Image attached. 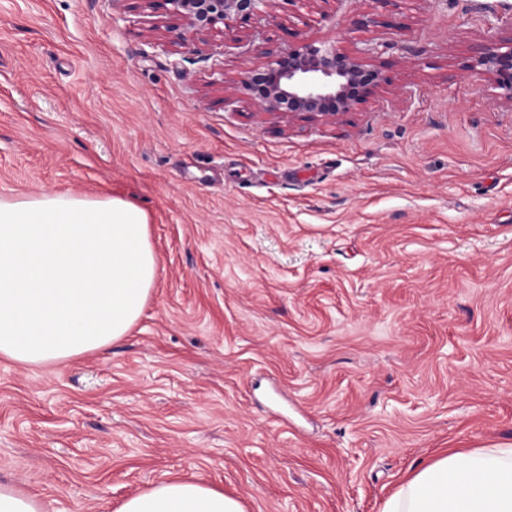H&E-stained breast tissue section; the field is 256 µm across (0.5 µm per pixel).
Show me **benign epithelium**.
<instances>
[{
	"instance_id": "7a95c632",
	"label": "benign epithelium",
	"mask_w": 512,
	"mask_h": 512,
	"mask_svg": "<svg viewBox=\"0 0 512 512\" xmlns=\"http://www.w3.org/2000/svg\"><path fill=\"white\" fill-rule=\"evenodd\" d=\"M182 21L194 34L223 24L247 25L264 17L269 0H143ZM468 69L484 77L500 98L512 103V36L478 49ZM386 81L383 71L364 58L334 47L304 43L249 70L241 90L259 111L310 114L336 119L374 96Z\"/></svg>"
}]
</instances>
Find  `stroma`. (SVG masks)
<instances>
[{"instance_id": "stroma-1", "label": "stroma", "mask_w": 512, "mask_h": 512, "mask_svg": "<svg viewBox=\"0 0 512 512\" xmlns=\"http://www.w3.org/2000/svg\"><path fill=\"white\" fill-rule=\"evenodd\" d=\"M262 47L387 82L334 120L260 112L253 31L142 0H0V199L120 197L157 277L109 347L0 356V482L115 512L186 478L245 512H383L447 451L512 443V103L469 74L512 0H272ZM369 27L356 26L361 16Z\"/></svg>"}]
</instances>
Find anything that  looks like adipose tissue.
Instances as JSON below:
<instances>
[{
    "mask_svg": "<svg viewBox=\"0 0 512 512\" xmlns=\"http://www.w3.org/2000/svg\"><path fill=\"white\" fill-rule=\"evenodd\" d=\"M157 275L147 213L120 197L0 200V356L55 365L105 348L140 319ZM116 512H244L200 482L169 480ZM384 512H512V444L423 467Z\"/></svg>",
    "mask_w": 512,
    "mask_h": 512,
    "instance_id": "adipose-tissue-1",
    "label": "adipose tissue"
}]
</instances>
